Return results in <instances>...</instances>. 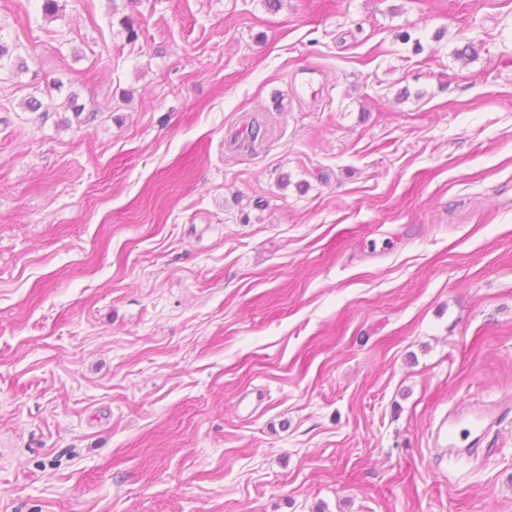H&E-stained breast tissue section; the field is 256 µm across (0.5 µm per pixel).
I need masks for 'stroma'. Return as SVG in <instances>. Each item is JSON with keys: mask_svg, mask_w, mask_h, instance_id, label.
<instances>
[{"mask_svg": "<svg viewBox=\"0 0 512 512\" xmlns=\"http://www.w3.org/2000/svg\"><path fill=\"white\" fill-rule=\"evenodd\" d=\"M61 2L0 0V512H512V411L430 441L512 397V0ZM497 419L496 410L483 405L470 404L468 407L451 409L440 423L437 440L441 439L448 448H458L475 432L477 435L464 446L476 444Z\"/></svg>", "mask_w": 512, "mask_h": 512, "instance_id": "stroma-1", "label": "stroma"}]
</instances>
